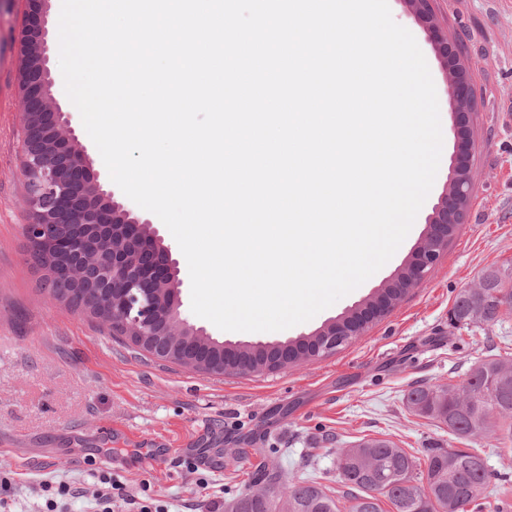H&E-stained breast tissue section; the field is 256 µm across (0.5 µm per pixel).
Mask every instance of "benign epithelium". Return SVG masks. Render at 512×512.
<instances>
[{
  "label": "benign epithelium",
  "mask_w": 512,
  "mask_h": 512,
  "mask_svg": "<svg viewBox=\"0 0 512 512\" xmlns=\"http://www.w3.org/2000/svg\"><path fill=\"white\" fill-rule=\"evenodd\" d=\"M26 20L21 30V65L37 55L40 67L20 72V107L23 147L20 170L26 186L29 221L23 235L31 254H53L61 263L42 270L41 288L62 299L60 288L82 296L87 313L121 327L123 336L139 348L173 354L182 342L178 322L161 311L163 291L180 284L179 262L171 251L156 246V234L146 232L147 219L131 215L115 194L104 189L100 174L87 153L74 147L75 131L68 113L47 96L45 74L49 61L47 44V0H26ZM457 112L454 168L466 164L470 132L466 130L473 104V78L448 70ZM104 198L97 206L86 204L90 195ZM464 210L455 192H448L432 218L435 242L415 251L403 288L422 280L439 257L436 243H448L447 225L460 223ZM350 332L332 329L315 342L314 348L288 360L268 355L260 368L274 371L321 357L346 341Z\"/></svg>",
  "instance_id": "benign-epithelium-1"
}]
</instances>
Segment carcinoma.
Instances as JSON below:
<instances>
[{"label": "carcinoma", "instance_id": "cac0c4a2", "mask_svg": "<svg viewBox=\"0 0 512 512\" xmlns=\"http://www.w3.org/2000/svg\"><path fill=\"white\" fill-rule=\"evenodd\" d=\"M406 273H399L378 291L392 302L403 298ZM481 288L462 289L451 309V321L463 325H488L501 313L512 311V275L501 277L488 269L480 277ZM184 341L210 354L240 353L248 360L263 355L258 346H220V342L195 332ZM410 409L418 416L448 427V434L464 443L487 436L497 446L512 442V365L488 356L475 362L462 383L416 386L407 394ZM341 482L351 491L347 512H483L492 477L487 459L468 448H429L425 469L415 457L389 439L362 438L336 452ZM267 488L233 500L236 512H342L339 498L317 482L303 480L279 485L267 473Z\"/></svg>", "mask_w": 512, "mask_h": 512}]
</instances>
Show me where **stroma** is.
Returning a JSON list of instances; mask_svg holds the SVG:
<instances>
[{"instance_id":"obj_1","label":"stroma","mask_w":512,"mask_h":512,"mask_svg":"<svg viewBox=\"0 0 512 512\" xmlns=\"http://www.w3.org/2000/svg\"><path fill=\"white\" fill-rule=\"evenodd\" d=\"M430 26L409 0H389L394 20L416 39L435 84L443 146L433 187L407 237L374 275L311 320L274 332L218 329L191 310L182 252L160 219L152 225L182 282L181 316L229 343H277L319 330L361 304L410 263L452 171L455 112L439 69V40L461 39L474 65L473 184L462 224L433 270L381 319L323 357L262 374L212 376L156 360L109 326L87 318L38 285L22 235L28 219L20 174V31L25 0H0V512H42L47 481L85 497L109 471L126 493L169 512H213L251 491L238 451L267 455L289 482L310 479L345 496L336 451L363 437H386L414 456L457 447L447 428L416 416L405 396L418 383H458L489 355L512 360V314L489 325H451L461 289L488 267L512 268V0H430ZM54 98L68 111L78 145L102 182L110 177L80 114L51 66ZM209 459L197 472L187 464Z\"/></svg>"}]
</instances>
